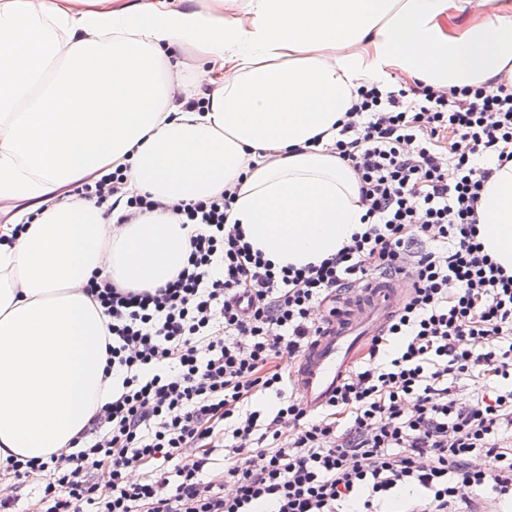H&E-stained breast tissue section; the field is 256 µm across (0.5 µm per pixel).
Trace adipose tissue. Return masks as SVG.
Here are the masks:
<instances>
[{"instance_id": "ef3b65f1", "label": "adipose tissue", "mask_w": 512, "mask_h": 512, "mask_svg": "<svg viewBox=\"0 0 512 512\" xmlns=\"http://www.w3.org/2000/svg\"><path fill=\"white\" fill-rule=\"evenodd\" d=\"M201 64L204 109L173 76ZM63 59L51 111L0 99V464L70 447L112 399L107 317L84 287L164 285L191 227L169 211L119 223L71 195L114 171L123 196L194 203L233 188L226 221L276 265L320 263L360 230L351 165L328 147L357 90L398 72L434 88L512 78L499 0H0V88L11 62ZM478 239L512 270V162L494 171Z\"/></svg>"}]
</instances>
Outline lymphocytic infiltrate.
I'll return each instance as SVG.
<instances>
[{"label": "lymphocytic infiltrate", "instance_id": "obj_1", "mask_svg": "<svg viewBox=\"0 0 512 512\" xmlns=\"http://www.w3.org/2000/svg\"><path fill=\"white\" fill-rule=\"evenodd\" d=\"M332 151L366 212L320 263L253 250L228 190L174 206L200 230L164 286L89 283L120 385L72 450L8 460L0 512L26 479L43 484L34 512H385L398 490L405 512L512 503V274L477 239L484 184L512 162V85L359 89ZM374 277L407 295L311 413L290 366Z\"/></svg>", "mask_w": 512, "mask_h": 512}]
</instances>
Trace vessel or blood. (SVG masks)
I'll list each match as a JSON object with an SVG mask.
<instances>
[{
    "mask_svg": "<svg viewBox=\"0 0 512 512\" xmlns=\"http://www.w3.org/2000/svg\"><path fill=\"white\" fill-rule=\"evenodd\" d=\"M405 293L394 280H373L362 295L341 300V313L307 348L295 374L307 408L322 406L349 369L359 346L386 324Z\"/></svg>",
    "mask_w": 512,
    "mask_h": 512,
    "instance_id": "1",
    "label": "vessel or blood"
}]
</instances>
